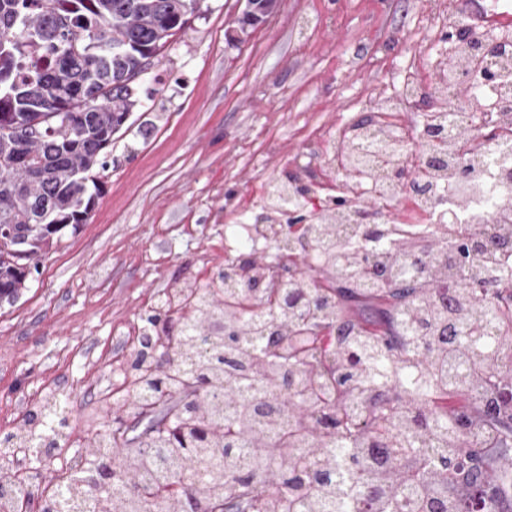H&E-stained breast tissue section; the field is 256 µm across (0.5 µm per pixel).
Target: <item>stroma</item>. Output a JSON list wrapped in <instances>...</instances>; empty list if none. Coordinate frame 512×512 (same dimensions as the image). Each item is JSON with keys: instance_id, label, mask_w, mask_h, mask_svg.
<instances>
[{"instance_id": "35a3bbf8", "label": "stroma", "mask_w": 512, "mask_h": 512, "mask_svg": "<svg viewBox=\"0 0 512 512\" xmlns=\"http://www.w3.org/2000/svg\"><path fill=\"white\" fill-rule=\"evenodd\" d=\"M439 0H280L230 44L238 0H201L141 77L142 106L107 150L86 224L65 231L19 300L0 306V428L64 396L61 448L95 455L94 430L132 408L112 386L124 328L186 279L224 265V227L266 223V185L322 174L327 144L394 73L432 81L448 52Z\"/></svg>"}]
</instances>
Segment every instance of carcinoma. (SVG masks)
<instances>
[{
    "label": "carcinoma",
    "instance_id": "cac0c4a2",
    "mask_svg": "<svg viewBox=\"0 0 512 512\" xmlns=\"http://www.w3.org/2000/svg\"><path fill=\"white\" fill-rule=\"evenodd\" d=\"M199 2L0 0V304L28 288L66 225L87 221L106 147L141 106L127 75L151 65ZM439 233L429 244L422 231L365 223L348 243L336 224H308L318 275L261 288L248 258L197 301L154 308L133 362L149 398L134 402L130 434L112 428L120 455L96 449L117 493H99L84 466L63 472L68 491L95 497L100 512H159L188 495L215 512H368V495L374 512H433L438 488L443 512H469L453 487L484 484L490 450L512 452V400L490 413L475 397L512 378V290L501 287L512 224L494 244L475 225ZM435 269L499 287L459 288L448 312L428 293ZM352 300L377 309L358 320ZM252 380L254 395L224 407L223 388ZM475 424L484 437L467 430ZM251 444L246 460L239 449ZM363 444L384 457L345 460L359 492L334 463ZM33 503L30 492L5 496L0 512Z\"/></svg>",
    "mask_w": 512,
    "mask_h": 512
}]
</instances>
